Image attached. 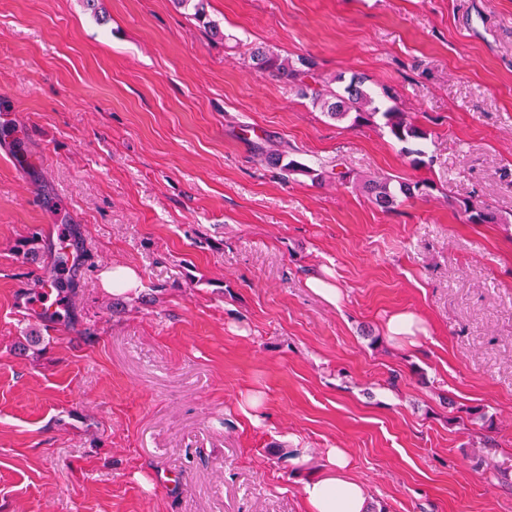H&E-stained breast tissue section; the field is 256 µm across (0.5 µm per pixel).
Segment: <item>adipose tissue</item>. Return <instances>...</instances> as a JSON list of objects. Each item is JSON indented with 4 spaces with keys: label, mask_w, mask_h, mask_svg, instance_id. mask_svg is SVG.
<instances>
[{
    "label": "adipose tissue",
    "mask_w": 512,
    "mask_h": 512,
    "mask_svg": "<svg viewBox=\"0 0 512 512\" xmlns=\"http://www.w3.org/2000/svg\"><path fill=\"white\" fill-rule=\"evenodd\" d=\"M288 463L300 479L303 512H370L369 488L352 474L346 449H326L316 458L305 448L288 451Z\"/></svg>",
    "instance_id": "obj_1"
}]
</instances>
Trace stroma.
Returning <instances> with one entry per match:
<instances>
[{"label":"stroma","instance_id":"obj_1","mask_svg":"<svg viewBox=\"0 0 512 512\" xmlns=\"http://www.w3.org/2000/svg\"><path fill=\"white\" fill-rule=\"evenodd\" d=\"M204 9L0 0V512H301L284 435L346 449L380 512H512V0ZM254 43L392 87L424 154L249 68ZM376 173L430 187L386 212ZM64 224L78 297L45 324L21 304ZM118 265L137 296L101 288ZM400 311L427 337L391 340ZM31 327L48 345L19 355ZM258 150L261 151L260 153L262 155H265L270 161L271 164L279 167L280 171L282 172V175L285 178H288L289 175L301 172V173H308L309 168L306 167L303 164H300L296 160H288L286 163H283V161L287 158V152L286 151H279L278 149H266L264 150L263 147H258ZM307 286L317 294L325 303L337 307L341 299L340 288L336 284L324 278L309 279Z\"/></svg>","mask_w":512,"mask_h":512}]
</instances>
